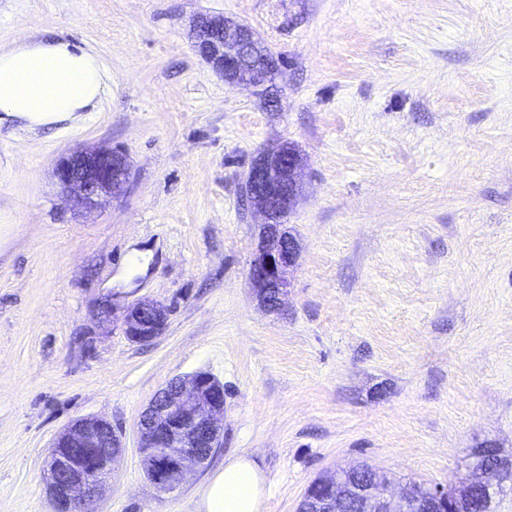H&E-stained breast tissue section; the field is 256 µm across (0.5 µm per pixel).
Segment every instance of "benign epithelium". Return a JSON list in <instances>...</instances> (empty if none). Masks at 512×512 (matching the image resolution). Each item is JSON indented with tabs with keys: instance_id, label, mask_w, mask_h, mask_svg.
Returning a JSON list of instances; mask_svg holds the SVG:
<instances>
[{
	"instance_id": "1",
	"label": "benign epithelium",
	"mask_w": 512,
	"mask_h": 512,
	"mask_svg": "<svg viewBox=\"0 0 512 512\" xmlns=\"http://www.w3.org/2000/svg\"><path fill=\"white\" fill-rule=\"evenodd\" d=\"M199 54L220 73L232 74V84L258 86L271 76L253 62L255 39L248 28L228 24L216 33L196 21ZM304 176L302 157L287 145L255 157L250 165L245 193L253 215L263 224L264 236L250 264L248 277L258 302L267 311L283 305L290 282L288 272L296 263L297 242L283 231L280 217L294 203ZM61 188L77 208L92 210L122 194L130 177L127 155L117 148H90L62 157L56 167ZM170 315L167 305L140 300L125 310L123 332L131 341L149 344L162 335ZM111 423L83 417L71 421L51 444L46 491L53 512H80L84 503L99 497L104 481L95 480L74 460L63 456L68 448H95L100 433ZM224 431V385L206 372L169 381L150 401L137 422L139 448L150 485L170 492L184 476L197 471L210 455L197 452L201 439L208 447H221ZM471 478L449 491L438 485L421 495L410 494L408 485L399 491L392 482L380 491L372 485L354 488L359 512H471L479 495H489L512 478V459L497 448H476L468 465ZM382 470L361 461L327 470L305 488L296 512H341V496L322 497L320 490L345 488L349 480Z\"/></svg>"
}]
</instances>
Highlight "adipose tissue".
<instances>
[{
  "mask_svg": "<svg viewBox=\"0 0 512 512\" xmlns=\"http://www.w3.org/2000/svg\"><path fill=\"white\" fill-rule=\"evenodd\" d=\"M105 71L93 51L32 38L0 49V112L34 130L79 122L99 101ZM264 474L247 456L228 459L199 489L198 512H261Z\"/></svg>",
  "mask_w": 512,
  "mask_h": 512,
  "instance_id": "ef3b65f1",
  "label": "adipose tissue"
}]
</instances>
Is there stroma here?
Wrapping results in <instances>:
<instances>
[{
	"label": "stroma",
	"instance_id": "stroma-1",
	"mask_svg": "<svg viewBox=\"0 0 512 512\" xmlns=\"http://www.w3.org/2000/svg\"><path fill=\"white\" fill-rule=\"evenodd\" d=\"M205 13L279 59L267 88L196 53ZM29 36L92 49L106 85L78 123L0 122V512H52L46 459L81 416L125 446L92 512H195L233 455L260 464L262 512L336 466L452 489L473 449L512 458V0H0V49ZM283 142L300 255L268 312L243 186ZM92 145L132 168L86 214L53 173ZM111 293L169 306L163 335L100 323ZM196 371L224 385L223 445L159 492L136 425Z\"/></svg>",
	"mask_w": 512,
	"mask_h": 512
}]
</instances>
